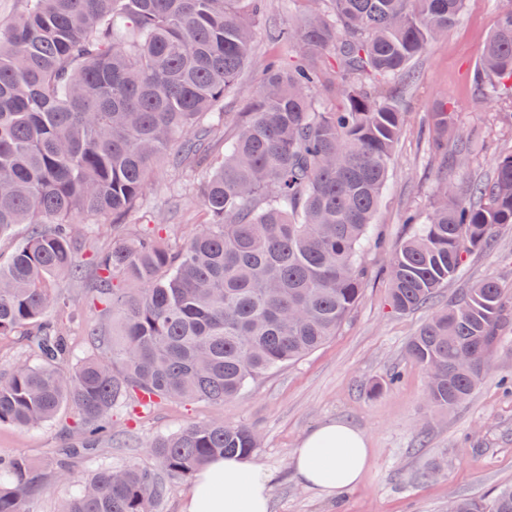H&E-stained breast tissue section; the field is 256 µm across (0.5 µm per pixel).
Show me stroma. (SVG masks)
<instances>
[{
  "label": "stroma",
  "mask_w": 512,
  "mask_h": 512,
  "mask_svg": "<svg viewBox=\"0 0 512 512\" xmlns=\"http://www.w3.org/2000/svg\"><path fill=\"white\" fill-rule=\"evenodd\" d=\"M511 5L512 0H466L459 21L413 62L415 79L399 95L403 131L373 219V231L386 247L365 249L363 294L335 336L258 377L224 403L164 401L134 420L124 411L114 412L113 441L77 464L69 482L59 479L57 470L75 432L73 410H61L36 428L0 424V457L25 458L42 476L39 492L24 497V512H60L74 482L88 481L105 466L130 463L160 470L151 441L189 423L216 420L259 432L261 446L251 458L271 476L270 512H448L453 497L486 501L497 488L512 484V395L502 385L503 378L512 375V323L500 331L489 367L472 394L451 411H437L426 399L425 370L407 355V345L427 314L393 312L381 272L387 248L399 245L413 231L404 221L405 213L425 218L439 182L487 178L499 155L512 150V82L496 97L484 98L472 81L487 38ZM304 9V0H267L253 51L239 75L240 91L225 96V111H246L249 94L270 61L294 63V55L273 42L269 30L287 27ZM440 105L453 112L462 130L477 128L483 133L467 163H444L431 149V115ZM199 178L194 171L160 167L125 217V226H150L165 215L182 236L192 235L203 220L192 192ZM118 240L111 224L98 225L78 253L86 267L83 280L62 284L76 302L73 309L57 311L56 316L66 323L73 346L87 354L94 346L84 329L100 320L99 307L89 300L95 279L88 265L95 250ZM483 277L498 279L512 298L511 224L497 229L492 250L467 258L460 275L440 290L438 303L447 304ZM330 421L361 430L370 452L361 481L329 497L300 484L289 459L308 431Z\"/></svg>",
  "instance_id": "1"
}]
</instances>
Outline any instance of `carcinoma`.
<instances>
[{
	"instance_id": "1",
	"label": "carcinoma",
	"mask_w": 512,
	"mask_h": 512,
	"mask_svg": "<svg viewBox=\"0 0 512 512\" xmlns=\"http://www.w3.org/2000/svg\"><path fill=\"white\" fill-rule=\"evenodd\" d=\"M265 0H27L0 24V237L37 230L0 263V335L37 327L36 358L0 381V424L33 428L60 408L77 414L67 454L89 455L112 437V410H150L163 399L222 403L250 380L336 335L364 287L361 255L387 180L404 112L376 91L410 83L411 63L460 18L465 0H305L277 38L303 63L273 64L252 92L239 131L214 154L217 111L237 87ZM330 51L349 80L340 108L319 112ZM512 79V12L484 45L474 83L495 96ZM438 137L467 160L475 132L436 109ZM204 163L197 196L207 219L187 240L174 224L135 229L95 252V299L118 319L87 336L104 353L74 355L48 314L68 308L61 277L79 278L77 247L100 218L133 207L161 162ZM385 265L389 304L431 310L407 354L428 373L441 411L465 401L488 367L505 323L502 288L471 284L444 308L438 292L464 256L493 246L512 224V151L485 182H446L423 223ZM257 432L222 421L187 424L150 443L165 478L135 465L102 468L75 485L62 512H153L172 483L211 460L249 455ZM42 482L24 459L0 460V512ZM450 512H512V485L489 501L453 498Z\"/></svg>"
}]
</instances>
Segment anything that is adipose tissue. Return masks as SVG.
Here are the masks:
<instances>
[{"label":"adipose tissue","instance_id":"1","mask_svg":"<svg viewBox=\"0 0 512 512\" xmlns=\"http://www.w3.org/2000/svg\"><path fill=\"white\" fill-rule=\"evenodd\" d=\"M368 456L363 432L334 422L302 438L290 467L301 484L330 496L358 484ZM269 508L267 471L249 457L235 454L211 461L196 475L182 512H269Z\"/></svg>","mask_w":512,"mask_h":512}]
</instances>
